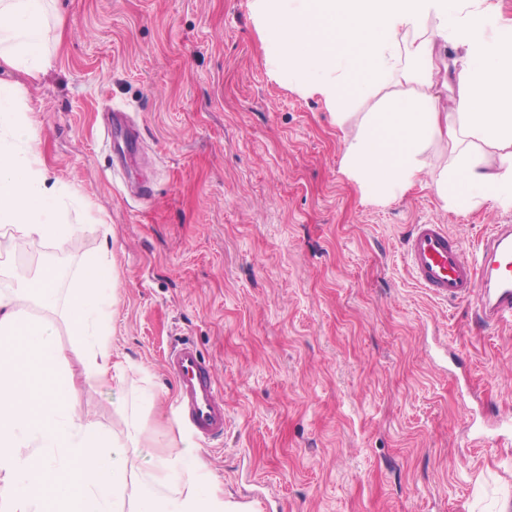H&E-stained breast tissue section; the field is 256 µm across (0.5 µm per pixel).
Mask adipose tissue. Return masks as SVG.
<instances>
[{"label": "adipose tissue", "instance_id": "ef3b65f1", "mask_svg": "<svg viewBox=\"0 0 512 512\" xmlns=\"http://www.w3.org/2000/svg\"><path fill=\"white\" fill-rule=\"evenodd\" d=\"M47 3L0 0L1 64L35 78L46 70ZM250 10L270 75L317 97L337 127L346 100L388 89L345 140L342 171L364 199L385 204L420 187L460 214L485 201L512 208V20L491 0H251ZM440 40L453 56L436 52ZM436 143L450 153L438 169L426 157ZM65 198L40 160L34 121L1 88L0 255L35 240L65 249L82 230L64 221ZM31 299L63 305L86 386L124 389L135 368L113 358L119 295L103 257L86 258L65 289L51 266L33 284L0 289V512H245L191 440L143 468L145 427L127 402L117 406L121 432L85 416L53 325L22 313Z\"/></svg>", "mask_w": 512, "mask_h": 512}]
</instances>
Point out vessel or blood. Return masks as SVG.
I'll list each match as a JSON object with an SVG mask.
<instances>
[{
  "label": "vessel or blood",
  "mask_w": 512,
  "mask_h": 512,
  "mask_svg": "<svg viewBox=\"0 0 512 512\" xmlns=\"http://www.w3.org/2000/svg\"><path fill=\"white\" fill-rule=\"evenodd\" d=\"M405 263L419 287L445 301H476L486 320L512 323V225H492L478 249L466 251L443 224L413 225ZM181 417L199 437L224 436V393L213 368L193 344L175 342L166 357Z\"/></svg>",
  "instance_id": "obj_1"
}]
</instances>
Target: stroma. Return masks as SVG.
<instances>
[{
  "instance_id": "35a3bbf8",
  "label": "stroma",
  "mask_w": 512,
  "mask_h": 512,
  "mask_svg": "<svg viewBox=\"0 0 512 512\" xmlns=\"http://www.w3.org/2000/svg\"><path fill=\"white\" fill-rule=\"evenodd\" d=\"M39 79L0 64L37 125L49 177L82 201L66 252L0 257V285L43 261L73 276L103 252L119 275L124 392L85 390L118 430L121 395L175 388L193 342L224 391L223 441L200 443L226 499L253 512H500L512 507V325L442 302L403 262L411 225L464 247L512 210L467 214L428 189L378 205L341 169L345 128L268 73L249 0H56ZM486 437L475 446L472 431Z\"/></svg>"
}]
</instances>
